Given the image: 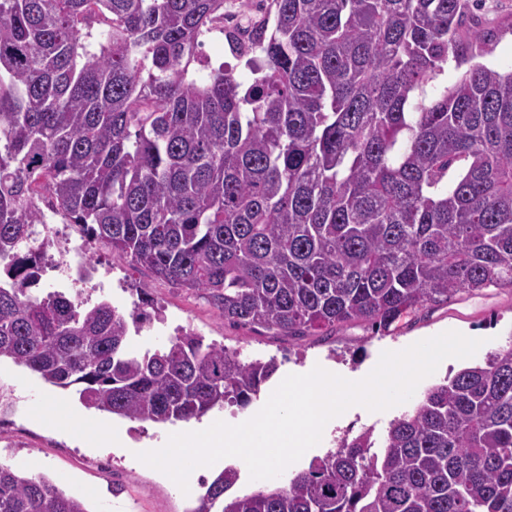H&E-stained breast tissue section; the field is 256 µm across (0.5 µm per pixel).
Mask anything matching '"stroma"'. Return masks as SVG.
Masks as SVG:
<instances>
[{"label": "stroma", "instance_id": "obj_1", "mask_svg": "<svg viewBox=\"0 0 512 512\" xmlns=\"http://www.w3.org/2000/svg\"><path fill=\"white\" fill-rule=\"evenodd\" d=\"M484 18L502 30L484 64L512 68V0H500L499 8L486 11ZM86 248L87 260L97 268V285L84 288V295L106 298L127 310L142 290L160 318L153 329L130 333L129 345L136 351L164 346L181 330L191 329L206 342L222 344L244 360L276 357L281 376L319 365L355 378L371 370L383 351L448 330L482 340L473 357L477 363L512 336V289L489 288L479 294L461 292L448 302L422 308L390 332L358 323L294 339L224 321L204 299L153 279L147 270L130 266L128 259L99 243L87 241ZM55 391V386L25 368L7 359L0 361V463L29 475L47 476L67 494L86 496L89 512H190L203 492L202 486L182 493L165 474L136 464L126 452H101L30 418L27 410L37 393L50 395ZM400 412L397 406L383 412L354 407L346 420L334 424L321 443L309 449L307 456L293 463V470L308 468L311 458L324 455L346 430L372 427L381 432Z\"/></svg>", "mask_w": 512, "mask_h": 512}]
</instances>
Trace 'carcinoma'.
<instances>
[{"label": "carcinoma", "mask_w": 512, "mask_h": 512, "mask_svg": "<svg viewBox=\"0 0 512 512\" xmlns=\"http://www.w3.org/2000/svg\"><path fill=\"white\" fill-rule=\"evenodd\" d=\"M247 87L189 73L224 0H0V359L132 421L244 410L278 369L148 316L33 291L63 224L224 320L290 337L391 326L512 288V69L478 59L485 0H261ZM460 71L438 83L448 62ZM226 467L190 512H512V341L426 388L380 434H344L281 485ZM0 512H89L0 464Z\"/></svg>", "instance_id": "cac0c4a2"}]
</instances>
